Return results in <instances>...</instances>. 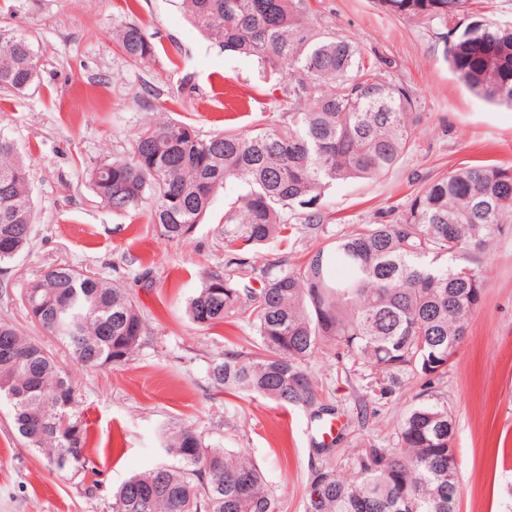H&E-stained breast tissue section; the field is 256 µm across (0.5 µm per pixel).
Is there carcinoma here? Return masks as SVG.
<instances>
[{"instance_id":"cac0c4a2","label":"carcinoma","mask_w":512,"mask_h":512,"mask_svg":"<svg viewBox=\"0 0 512 512\" xmlns=\"http://www.w3.org/2000/svg\"><path fill=\"white\" fill-rule=\"evenodd\" d=\"M191 22L224 50L254 57L271 75L288 71V123L249 133L201 137L189 124L151 122L126 155L90 167L101 202L117 213L151 202L150 223L182 241L229 184L247 193L224 213L228 265L286 232L301 216L322 229L326 192L384 178L412 145L419 122L413 93L365 64L358 46L314 32L305 0H181ZM385 11L448 28L451 70L472 92L512 106V22L470 16V0H379ZM124 54L154 53L141 28L119 34ZM38 73L28 35L0 25V89L26 91ZM34 209L29 171L15 141L0 130V263L24 251ZM512 233V167L473 164L425 184L389 224H359L325 236L302 262L269 263L248 279L211 270L187 306L194 323L245 322L251 348L230 346L207 378L226 393H245L281 407H302L323 420L306 364L329 348L347 373L360 376L368 399L389 398L409 380L419 392L394 429L395 443L358 441L344 471L312 468L305 512H457L461 494L453 448L456 424L441 386L485 292L478 255ZM30 318L64 341L76 360L121 365L146 328L125 289L71 265L48 267L22 292ZM0 402L9 404L25 443L65 476L86 471L88 432L63 369L36 342L0 321ZM162 451L173 460L126 481L113 512H281L265 475L244 454L208 447L197 430L174 425Z\"/></svg>"}]
</instances>
